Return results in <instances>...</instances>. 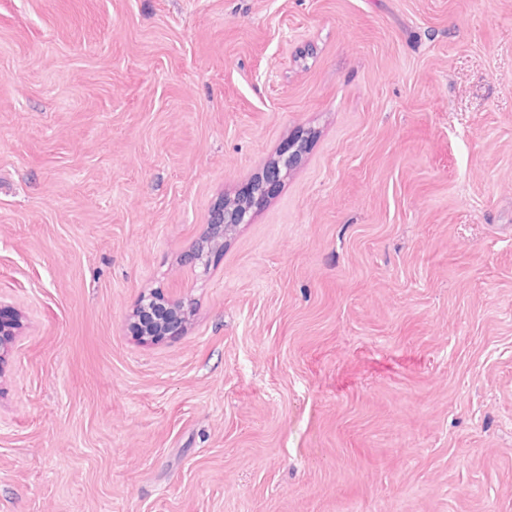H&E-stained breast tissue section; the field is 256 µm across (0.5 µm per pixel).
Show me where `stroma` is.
I'll return each mask as SVG.
<instances>
[{"instance_id": "stroma-1", "label": "stroma", "mask_w": 512, "mask_h": 512, "mask_svg": "<svg viewBox=\"0 0 512 512\" xmlns=\"http://www.w3.org/2000/svg\"><path fill=\"white\" fill-rule=\"evenodd\" d=\"M0 302V512H512V0H0ZM300 152L295 144L288 147V154H280L271 162L256 183H249L239 192L238 204L224 201L223 206L211 211L207 221V233L189 253L188 263L194 267L202 264L208 267V254L216 247H221L224 238L232 233L239 224H247L251 220L252 210L259 206L281 184L288 172L294 167ZM157 302L163 305L166 309L167 315L163 319H153L151 322L140 323V329H136L137 336L149 339H160L167 335H177L181 332L182 323L184 319V308L182 303L178 300L167 299V306L161 302L160 298H155Z\"/></svg>"}]
</instances>
